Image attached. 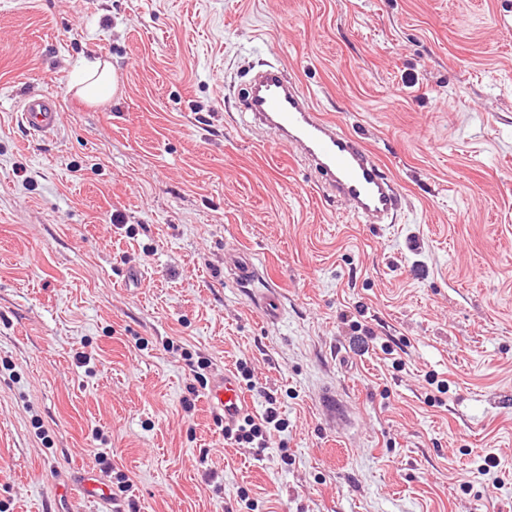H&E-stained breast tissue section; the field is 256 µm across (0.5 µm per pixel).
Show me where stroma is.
Listing matches in <instances>:
<instances>
[{
  "label": "stroma",
  "instance_id": "obj_1",
  "mask_svg": "<svg viewBox=\"0 0 512 512\" xmlns=\"http://www.w3.org/2000/svg\"><path fill=\"white\" fill-rule=\"evenodd\" d=\"M511 6L0 0V512H95L106 463L118 512H512ZM83 59L115 94L71 90ZM269 65L375 154L395 223L244 123ZM44 92L59 127L34 137L18 108ZM241 360L253 418L273 397L288 421L264 448L206 403Z\"/></svg>",
  "mask_w": 512,
  "mask_h": 512
}]
</instances>
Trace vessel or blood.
I'll return each mask as SVG.
<instances>
[{"instance_id":"b4317fda","label":"vessel or blood","mask_w":512,"mask_h":512,"mask_svg":"<svg viewBox=\"0 0 512 512\" xmlns=\"http://www.w3.org/2000/svg\"><path fill=\"white\" fill-rule=\"evenodd\" d=\"M59 112L54 96L38 93L23 99L19 116L30 133L47 135L56 131ZM245 114L269 130L277 147L314 166L358 219L383 224L398 210L401 197L373 153L337 130L316 108L311 95L288 81L282 71L270 68L253 77ZM207 401L228 426L251 410L248 396L229 373L213 380Z\"/></svg>"}]
</instances>
